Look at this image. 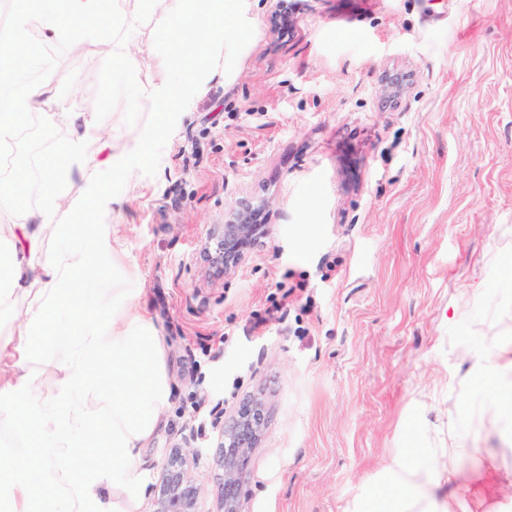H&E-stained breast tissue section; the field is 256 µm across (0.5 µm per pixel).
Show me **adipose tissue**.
<instances>
[{
  "instance_id": "obj_1",
  "label": "adipose tissue",
  "mask_w": 512,
  "mask_h": 512,
  "mask_svg": "<svg viewBox=\"0 0 512 512\" xmlns=\"http://www.w3.org/2000/svg\"><path fill=\"white\" fill-rule=\"evenodd\" d=\"M50 0L23 6L0 27V147L13 141L20 117L41 104L57 81L52 68L29 75L19 67L11 43L37 29L47 40L77 29L74 44L95 40L107 46L102 0H66L65 13ZM156 27L179 30L181 38L204 33L193 50L159 55L157 79L141 89L170 128L205 89L209 63L236 54L239 18L247 0H141ZM50 121L72 130L66 148L46 155L42 204L23 211L20 222L0 225V307L25 300L8 335L0 336V430L13 429L12 465L0 470V512H138L146 483L141 451L154 436L171 399L165 345L140 299L120 294L111 311L89 313L88 268L93 255L116 252L110 221L124 199L102 184L127 174L133 160H146L156 130L144 128L133 139L109 142L110 157L98 178L62 190L59 171L82 169L86 149L97 141V127L86 113L56 101ZM71 222L64 244L43 254V233L60 209ZM48 359L59 377L49 390L37 384L36 363ZM484 391L495 400L512 396V348L487 347L473 356ZM99 455H92V448ZM424 448H400L390 455L375 491L353 502L349 512H472L485 499L486 474L464 484V493L437 499L432 489L456 475V454L448 452L420 467ZM51 472L45 484L24 469L28 459Z\"/></svg>"
}]
</instances>
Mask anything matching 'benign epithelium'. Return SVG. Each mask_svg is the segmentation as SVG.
I'll return each instance as SVG.
<instances>
[{"label":"benign epithelium","mask_w":512,"mask_h":512,"mask_svg":"<svg viewBox=\"0 0 512 512\" xmlns=\"http://www.w3.org/2000/svg\"><path fill=\"white\" fill-rule=\"evenodd\" d=\"M260 209L246 206L236 211L224 224L220 239L224 244V266L242 257L265 234V225L257 223ZM263 403L258 397L247 400L239 408L233 424L222 430L220 459L224 468V512H240L238 488L243 477L242 463L263 431ZM199 453L190 444L171 450L160 476L154 512H196L199 489L188 461Z\"/></svg>","instance_id":"benign-epithelium-1"}]
</instances>
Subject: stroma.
I'll return each mask as SVG.
<instances>
[{"mask_svg":"<svg viewBox=\"0 0 512 512\" xmlns=\"http://www.w3.org/2000/svg\"><path fill=\"white\" fill-rule=\"evenodd\" d=\"M287 34L276 0H251L241 52L150 158L110 183L125 197L116 258L96 259L92 301L140 292L164 337L173 395L141 453L152 512L174 446L192 442L199 512H221L214 410L232 422L262 396L266 427L238 490L243 512H346L409 438L459 432L457 467L494 462L493 512H512V409L475 384L471 353L512 343V0H299ZM112 50L23 41L58 92L129 139L160 114L133 88L176 44L140 0H106ZM131 49L126 72L114 53ZM408 85L398 95L397 77ZM10 151L38 208L42 160L70 129L29 112ZM267 231L231 267L209 263L240 202ZM305 283L283 320L250 331L279 285Z\"/></svg>","mask_w":512,"mask_h":512,"instance_id":"1","label":"stroma"}]
</instances>
